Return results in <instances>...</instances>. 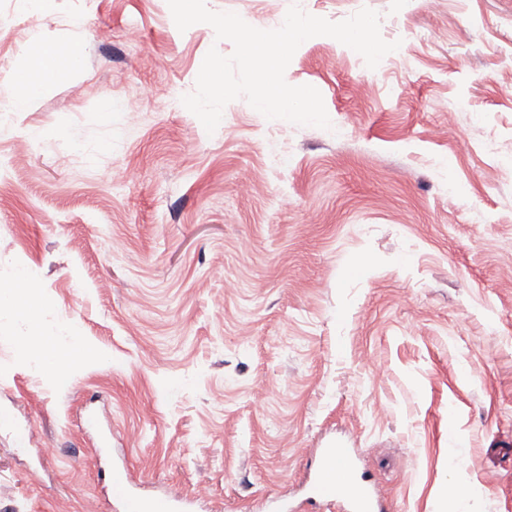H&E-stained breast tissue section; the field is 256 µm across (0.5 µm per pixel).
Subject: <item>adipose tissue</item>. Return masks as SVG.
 <instances>
[{
  "instance_id": "obj_1",
  "label": "adipose tissue",
  "mask_w": 512,
  "mask_h": 512,
  "mask_svg": "<svg viewBox=\"0 0 512 512\" xmlns=\"http://www.w3.org/2000/svg\"><path fill=\"white\" fill-rule=\"evenodd\" d=\"M31 40L39 48L36 56L30 57L28 69L37 70L39 83L56 79L60 65L66 61H79L82 49L78 44H60L45 41L39 32H32ZM47 302L37 295L33 278L27 270H17L8 282L0 283V319L20 320L30 327L32 339L38 343L44 362L65 369L72 357L71 348H62L57 344L58 337L77 338V331L68 323H61L57 336L40 335L38 316Z\"/></svg>"
}]
</instances>
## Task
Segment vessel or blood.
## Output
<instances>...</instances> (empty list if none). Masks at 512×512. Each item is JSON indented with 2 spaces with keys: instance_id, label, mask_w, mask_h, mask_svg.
I'll use <instances>...</instances> for the list:
<instances>
[{
  "instance_id": "vessel-or-blood-1",
  "label": "vessel or blood",
  "mask_w": 512,
  "mask_h": 512,
  "mask_svg": "<svg viewBox=\"0 0 512 512\" xmlns=\"http://www.w3.org/2000/svg\"><path fill=\"white\" fill-rule=\"evenodd\" d=\"M108 477L112 498L122 512H188L186 502L179 496L144 497L136 493L125 462H113ZM309 489L314 501L341 506L342 512H383L372 486L359 472L354 449L342 443L320 449Z\"/></svg>"
}]
</instances>
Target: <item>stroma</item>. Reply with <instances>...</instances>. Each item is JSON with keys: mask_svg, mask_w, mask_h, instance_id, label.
<instances>
[{"mask_svg": "<svg viewBox=\"0 0 512 512\" xmlns=\"http://www.w3.org/2000/svg\"><path fill=\"white\" fill-rule=\"evenodd\" d=\"M367 7L377 68L328 36L285 71L330 128L246 99L214 133L181 103L210 48L167 0H0V98L32 31L83 49L0 113V281L24 269L87 355L57 378L0 322V512H193L306 501L310 452L355 441L387 512H512V0H207L270 28ZM467 448L448 465V434ZM47 450L41 482L29 469ZM112 488V499L123 512H188L186 502L173 494L144 497L136 493L129 479L124 461H113L107 473Z\"/></svg>", "mask_w": 512, "mask_h": 512, "instance_id": "stroma-1", "label": "stroma"}]
</instances>
